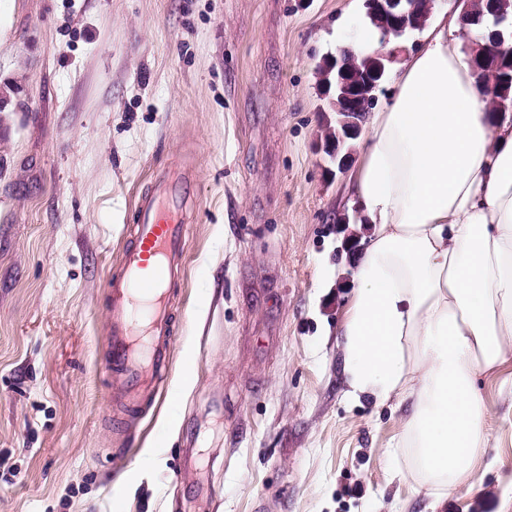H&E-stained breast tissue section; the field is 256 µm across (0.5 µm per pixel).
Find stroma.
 Segmentation results:
<instances>
[{
	"mask_svg": "<svg viewBox=\"0 0 512 512\" xmlns=\"http://www.w3.org/2000/svg\"><path fill=\"white\" fill-rule=\"evenodd\" d=\"M364 0H0V512H512V356L486 458L433 504L339 340L346 173L317 67ZM191 176L172 371L122 409L106 281L134 200Z\"/></svg>",
	"mask_w": 512,
	"mask_h": 512,
	"instance_id": "35a3bbf8",
	"label": "stroma"
}]
</instances>
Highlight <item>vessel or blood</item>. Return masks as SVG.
Segmentation results:
<instances>
[{
	"instance_id": "obj_1",
	"label": "vessel or blood",
	"mask_w": 512,
	"mask_h": 512,
	"mask_svg": "<svg viewBox=\"0 0 512 512\" xmlns=\"http://www.w3.org/2000/svg\"><path fill=\"white\" fill-rule=\"evenodd\" d=\"M185 185L183 174L164 171L138 197L133 245L107 282L112 388L135 408L170 371L173 289L184 278L189 234Z\"/></svg>"
}]
</instances>
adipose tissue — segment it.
Returning a JSON list of instances; mask_svg holds the SVG:
<instances>
[{
    "instance_id": "ef3b65f1",
    "label": "adipose tissue",
    "mask_w": 512,
    "mask_h": 512,
    "mask_svg": "<svg viewBox=\"0 0 512 512\" xmlns=\"http://www.w3.org/2000/svg\"><path fill=\"white\" fill-rule=\"evenodd\" d=\"M460 33L458 16L428 14L346 181L373 233L355 258L345 370L354 395L409 400L405 434L439 499L481 465L475 372L512 355V113L487 112Z\"/></svg>"
}]
</instances>
